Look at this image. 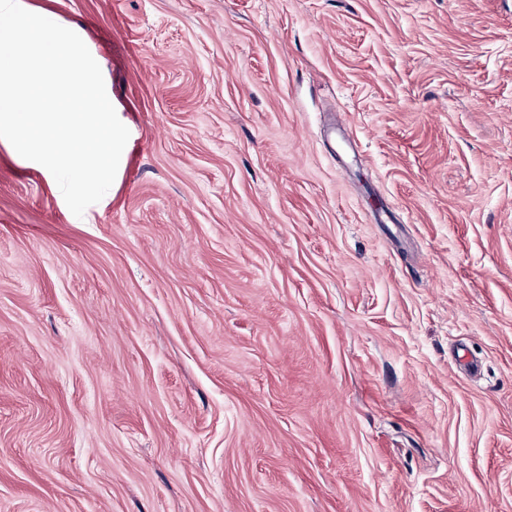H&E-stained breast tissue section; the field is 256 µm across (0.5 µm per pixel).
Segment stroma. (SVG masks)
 I'll list each match as a JSON object with an SVG mask.
<instances>
[{
    "label": "stroma",
    "mask_w": 512,
    "mask_h": 512,
    "mask_svg": "<svg viewBox=\"0 0 512 512\" xmlns=\"http://www.w3.org/2000/svg\"><path fill=\"white\" fill-rule=\"evenodd\" d=\"M130 136L0 142V512H512V0H29Z\"/></svg>",
    "instance_id": "35a3bbf8"
}]
</instances>
